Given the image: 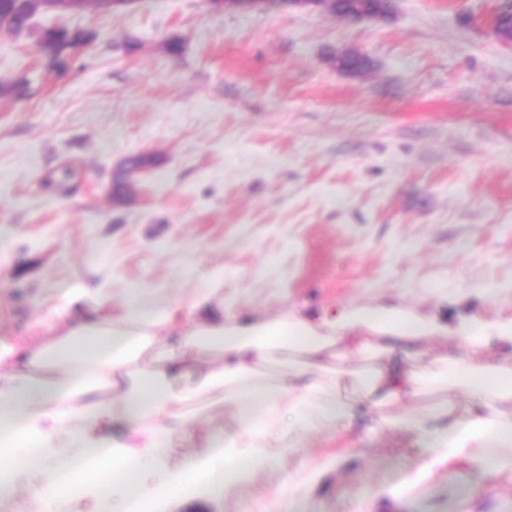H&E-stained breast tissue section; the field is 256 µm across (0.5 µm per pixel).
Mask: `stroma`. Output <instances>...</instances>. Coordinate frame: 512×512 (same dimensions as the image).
Masks as SVG:
<instances>
[{"mask_svg":"<svg viewBox=\"0 0 512 512\" xmlns=\"http://www.w3.org/2000/svg\"><path fill=\"white\" fill-rule=\"evenodd\" d=\"M387 22L348 24L281 7L217 12L206 0L132 11L40 13L0 34V343L29 348L67 320L66 288L153 300L197 288L247 296V314L337 303L412 307L449 327L512 316V47L500 0H395ZM94 34L48 71L49 25ZM183 41L181 55L167 45ZM355 50L373 68L337 69ZM152 166L112 196L129 157ZM365 453L298 512H512L460 478L396 499L422 461L408 433L347 431Z\"/></svg>","mask_w":512,"mask_h":512,"instance_id":"obj_1","label":"stroma"}]
</instances>
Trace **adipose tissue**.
Masks as SVG:
<instances>
[{
  "label": "adipose tissue",
  "instance_id": "adipose-tissue-1",
  "mask_svg": "<svg viewBox=\"0 0 512 512\" xmlns=\"http://www.w3.org/2000/svg\"><path fill=\"white\" fill-rule=\"evenodd\" d=\"M211 303L208 293L192 297L193 326L175 348L161 334L183 305L146 304L139 290L125 293L117 318L110 294L100 292L99 318L72 317L54 342L29 351L27 370L18 368L14 347L0 346V501L21 499L23 512H132L140 501L172 512L177 502L233 493L237 512H297L306 491L340 474L344 453L313 455L263 503L252 501L249 487L312 437L334 436L352 422L355 403L338 391L355 357L369 362L360 401L373 412L376 433L401 428L431 443L427 462L399 493L414 494L441 467L464 476L474 500L490 481L512 487V318L492 339L477 319L451 332L406 308L355 301L314 321L287 309L254 322L201 317ZM439 340L448 349L434 368H408L422 345ZM202 348L222 363L198 370ZM330 355L338 366L328 379ZM285 364L290 370L279 381H261L262 370ZM425 393L438 396L427 413L407 405L394 416L386 411L401 396ZM227 400L236 427L204 436L196 457L181 456L174 438L196 434L198 406ZM119 422L127 438H113Z\"/></svg>",
  "mask_w": 512,
  "mask_h": 512
}]
</instances>
